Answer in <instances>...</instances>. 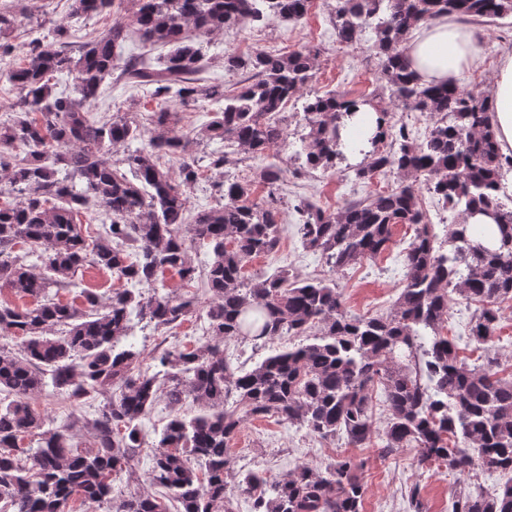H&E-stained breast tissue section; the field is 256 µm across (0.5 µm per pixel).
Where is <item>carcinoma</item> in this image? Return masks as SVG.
I'll return each instance as SVG.
<instances>
[{
    "label": "carcinoma",
    "mask_w": 512,
    "mask_h": 512,
    "mask_svg": "<svg viewBox=\"0 0 512 512\" xmlns=\"http://www.w3.org/2000/svg\"><path fill=\"white\" fill-rule=\"evenodd\" d=\"M68 2L70 17L105 13L112 26L79 36L58 25L52 40L30 41L25 60L4 73L19 97L12 115L0 120V197H9L0 203V295L7 290L33 303L0 298V337L20 340L16 354L0 348V512H74L76 496L104 512H238L242 496L251 512H361L362 458L346 455L322 470L302 465L270 481L234 472L230 449L244 419L269 414L323 440L339 436L363 448L375 433L377 386L389 411L380 457L412 444L421 469L442 463L460 477L476 468L499 473L507 477L499 489L461 491L453 512H512V376H501L491 361L468 365L442 333L453 294L478 304L468 325L478 345L495 336L498 306L512 301V154L493 141L481 95L456 82H421L407 54L419 24L443 15L494 23L512 17V0H335L330 9L336 40L367 41L385 84L367 96H306L303 170L329 172L360 154L363 161L346 167L355 179L389 169L411 182L334 211L301 201L293 206L297 232L334 273L389 248L393 225H415L403 255L404 286L385 317L349 314L333 280L245 276L243 261L279 240V167L260 168L249 183L224 176L216 184L223 203L196 213L190 238L182 235L186 191L202 169L224 168L229 149L256 160L286 143L284 108L314 77L319 48L226 55L224 68L244 75L230 94L201 77L197 42L237 25L247 0H131L129 17L116 0ZM310 5L266 0L250 18L299 21ZM131 24L149 46L169 48L161 67L123 57ZM72 72L74 91L53 93L51 80ZM111 76L148 89L156 101L150 129L124 115H94ZM384 97L433 118L423 140L411 137L405 123L391 130ZM201 99L224 102L204 127L224 149L207 155L204 167L171 128L172 104L190 107ZM389 133L390 148L382 151ZM134 142L121 159L107 157L109 147ZM164 156L178 160L177 176L160 167ZM256 183L266 189L258 200ZM419 184L460 216L441 242L422 224ZM92 200L110 223L90 249L80 216ZM477 211L495 223H467ZM196 246L211 255L209 338L159 350L150 374L139 368L133 346L123 344L131 316L172 329L196 313V295L158 287L167 273L190 287L197 269L189 250ZM33 257L40 265L28 263ZM89 263L136 289L115 288L103 305L84 289V311L47 296L51 288L74 286V275ZM316 326L313 342L273 349L250 370L224 355L226 339L266 346ZM160 379L172 415L152 443L147 473L160 492L118 493L117 476L135 478L146 438L141 420ZM49 386L66 389L79 405L99 401L84 419L90 446L73 445L65 425L45 431L35 447L25 444L43 424L32 401ZM190 401L204 412L188 420L179 408Z\"/></svg>",
    "instance_id": "obj_1"
}]
</instances>
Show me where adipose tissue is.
<instances>
[{"instance_id": "obj_1", "label": "adipose tissue", "mask_w": 512, "mask_h": 512, "mask_svg": "<svg viewBox=\"0 0 512 512\" xmlns=\"http://www.w3.org/2000/svg\"><path fill=\"white\" fill-rule=\"evenodd\" d=\"M413 69L422 82L451 80L475 65L479 48L471 30L455 17L421 24L410 43ZM490 126L503 154L512 153V54L505 55L492 87Z\"/></svg>"}]
</instances>
